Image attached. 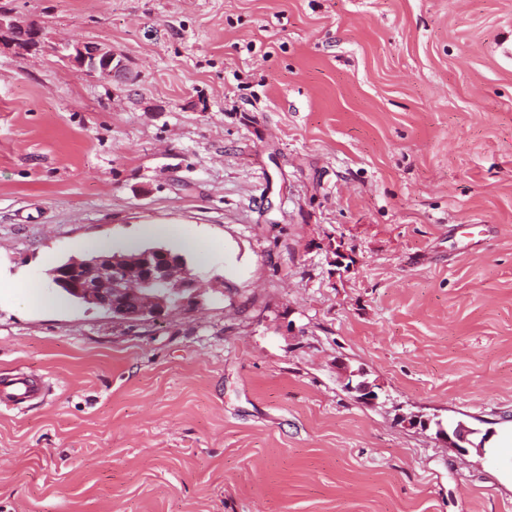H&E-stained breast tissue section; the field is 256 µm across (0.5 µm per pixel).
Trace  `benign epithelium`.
Wrapping results in <instances>:
<instances>
[{
	"label": "benign epithelium",
	"mask_w": 512,
	"mask_h": 512,
	"mask_svg": "<svg viewBox=\"0 0 512 512\" xmlns=\"http://www.w3.org/2000/svg\"><path fill=\"white\" fill-rule=\"evenodd\" d=\"M44 45L41 26L0 9V48L38 54ZM55 53L66 63L107 79L127 74L126 64L112 48L96 42L68 43ZM48 276L54 286L67 287L83 304L126 320L153 317L167 308L170 291L191 294L198 285L181 256L166 248L71 257L50 269Z\"/></svg>",
	"instance_id": "1"
}]
</instances>
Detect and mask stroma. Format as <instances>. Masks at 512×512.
<instances>
[{
    "mask_svg": "<svg viewBox=\"0 0 512 512\" xmlns=\"http://www.w3.org/2000/svg\"><path fill=\"white\" fill-rule=\"evenodd\" d=\"M6 3L132 79L0 50V512H512V0ZM100 240L201 286L60 295ZM185 264L169 249L149 248L70 257L50 269L48 276L54 286L68 287L67 291L87 306L117 318L140 320L164 312L170 288L192 295L198 280ZM41 397V388L25 374L0 384V406L22 408L24 405Z\"/></svg>",
    "mask_w": 512,
    "mask_h": 512,
    "instance_id": "35a3bbf8",
    "label": "stroma"
}]
</instances>
